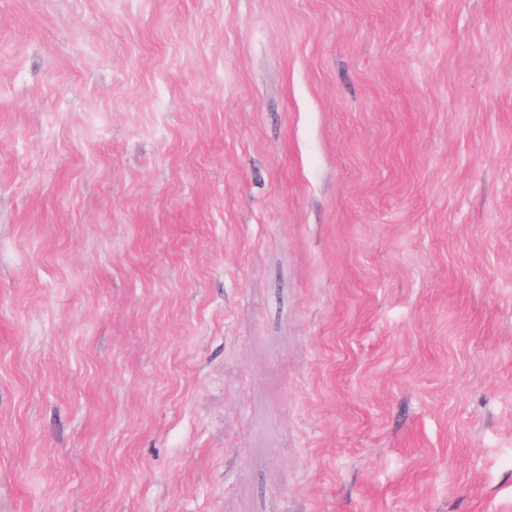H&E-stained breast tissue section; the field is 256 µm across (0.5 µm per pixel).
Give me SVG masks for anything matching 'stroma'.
Returning <instances> with one entry per match:
<instances>
[{"label": "stroma", "mask_w": 512, "mask_h": 512, "mask_svg": "<svg viewBox=\"0 0 512 512\" xmlns=\"http://www.w3.org/2000/svg\"><path fill=\"white\" fill-rule=\"evenodd\" d=\"M0 512H512V0H0Z\"/></svg>", "instance_id": "35a3bbf8"}]
</instances>
